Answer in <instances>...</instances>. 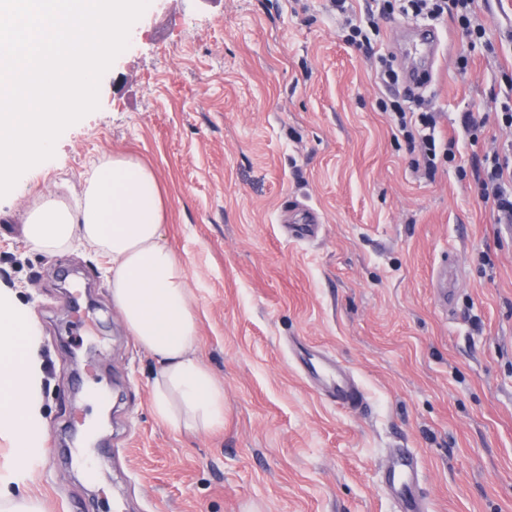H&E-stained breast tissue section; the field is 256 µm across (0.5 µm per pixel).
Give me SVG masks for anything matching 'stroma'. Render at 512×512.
Segmentation results:
<instances>
[{
    "mask_svg": "<svg viewBox=\"0 0 512 512\" xmlns=\"http://www.w3.org/2000/svg\"><path fill=\"white\" fill-rule=\"evenodd\" d=\"M476 7L492 49L438 23L425 96L457 146L430 177L330 0H150L98 109L0 198V288L18 289L42 336L47 434L28 490L43 512H394L380 470L397 448L421 459L432 512H512V233L474 171L512 136L497 117L512 0ZM466 112L486 119L476 136ZM105 155L160 184L221 427L156 417L158 364L120 321L99 250L24 237L26 209L68 197ZM300 205L317 238L289 237ZM311 357L350 370L365 406L325 396Z\"/></svg>",
    "mask_w": 512,
    "mask_h": 512,
    "instance_id": "35a3bbf8",
    "label": "stroma"
}]
</instances>
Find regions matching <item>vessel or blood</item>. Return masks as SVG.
<instances>
[{
  "label": "vessel or blood",
  "mask_w": 512,
  "mask_h": 512,
  "mask_svg": "<svg viewBox=\"0 0 512 512\" xmlns=\"http://www.w3.org/2000/svg\"><path fill=\"white\" fill-rule=\"evenodd\" d=\"M405 29L419 47L414 66L405 71L403 81L407 89L422 88L431 77L434 66L444 49L439 30L429 24L410 22ZM330 395L337 405L352 410L361 409L364 394L352 373L337 376L330 388ZM420 461L408 449H400L387 461L382 483L395 502L398 512H427V503L420 493Z\"/></svg>",
  "instance_id": "1"
}]
</instances>
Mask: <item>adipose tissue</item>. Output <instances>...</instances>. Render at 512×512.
<instances>
[{
    "label": "adipose tissue",
    "instance_id": "adipose-tissue-1",
    "mask_svg": "<svg viewBox=\"0 0 512 512\" xmlns=\"http://www.w3.org/2000/svg\"><path fill=\"white\" fill-rule=\"evenodd\" d=\"M164 205L154 173L130 157L93 162L81 199L70 206L44 195L29 210L24 235L52 253L74 243L97 247L112 304L137 343L159 364L154 414L174 428L211 430L224 422V388L196 356L199 317L182 261L163 233ZM41 336L28 307L0 289V439L10 454L0 467V512H42L20 495L45 436Z\"/></svg>",
    "mask_w": 512,
    "mask_h": 512
}]
</instances>
